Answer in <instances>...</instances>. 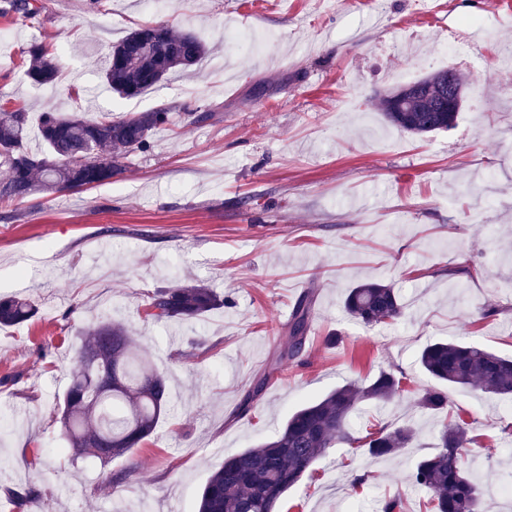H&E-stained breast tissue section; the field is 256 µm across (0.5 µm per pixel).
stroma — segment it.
Segmentation results:
<instances>
[{"instance_id":"stroma-1","label":"stroma","mask_w":512,"mask_h":512,"mask_svg":"<svg viewBox=\"0 0 512 512\" xmlns=\"http://www.w3.org/2000/svg\"><path fill=\"white\" fill-rule=\"evenodd\" d=\"M21 21L0 0V101L32 113L119 116L170 106L147 151L124 159L112 182L0 205V296L30 295L33 321L0 328V512H196L224 458L281 430L289 414L331 389L380 371L405 377L387 408L362 405L349 430L412 423L408 448L375 458L341 444L291 488L280 512H430L413 484L436 451L442 417L419 408L437 382L418 354L437 340L512 356V0H32ZM477 18L462 54L435 50ZM166 22L208 46L194 71L174 72L133 98L104 83L113 43ZM255 35L247 57L228 29ZM46 44L60 71L43 90L22 52ZM453 66L467 97L456 125L427 137L390 126L386 89ZM206 121H195L197 113ZM391 283L404 314L367 327L344 309L348 288ZM193 281L225 306L197 320H158L160 288ZM314 295L305 348L275 374L249 412L238 405L285 342L296 302ZM124 324L167 376L170 408L155 434L101 463L76 457L58 404L82 331ZM454 416L471 428L463 456L512 487V399L452 388ZM127 478L114 493L111 478ZM364 476L353 485L355 476ZM38 495L18 505L15 494Z\"/></svg>"}]
</instances>
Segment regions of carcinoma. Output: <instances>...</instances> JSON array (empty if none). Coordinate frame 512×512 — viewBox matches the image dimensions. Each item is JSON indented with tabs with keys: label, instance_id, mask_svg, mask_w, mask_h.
<instances>
[{
	"label": "carcinoma",
	"instance_id": "carcinoma-1",
	"mask_svg": "<svg viewBox=\"0 0 512 512\" xmlns=\"http://www.w3.org/2000/svg\"><path fill=\"white\" fill-rule=\"evenodd\" d=\"M9 9L20 20L36 13L30 0H9ZM206 54L205 42L193 34L177 33L165 23L142 25L112 45L104 81L119 96L136 97ZM48 55L46 46L31 45L24 51L25 73L36 86L54 88L59 72ZM450 79L465 86L459 72L433 70L410 86L381 94L379 111L388 124L412 136L447 131L458 116L448 111ZM169 112L165 106L118 118L110 112L92 118L42 112L38 130L43 150L33 152L27 147L30 113L0 105V167L6 170L0 179V203L112 180L122 170L121 160L150 148L154 132L168 123ZM222 304L224 300L204 285H177L153 293L150 309L159 320H190ZM344 308L366 326L393 321L404 311L395 288L381 281L350 288ZM36 313L29 297L0 298V326L23 323ZM312 315V298H300L270 369H283L298 356ZM419 362L441 384L419 395L417 405L423 409L447 411L445 385L512 398V358L470 343L435 342L422 349ZM402 382L403 375L382 371L367 384H345L304 404L275 437L224 459L203 486L197 512H277L288 490L337 444H357L374 458L408 447L414 438L409 424L378 425L361 438L348 431L361 403L388 404L403 391ZM168 401L165 376L134 347L126 328L110 319L93 323L84 330L60 403L66 443L74 453L92 454L104 462L121 457L154 433ZM469 433L465 421L446 418L437 451L419 460L411 474L413 483L432 491L434 512H484L479 484L462 467L463 451L472 441Z\"/></svg>",
	"mask_w": 512,
	"mask_h": 512
}]
</instances>
